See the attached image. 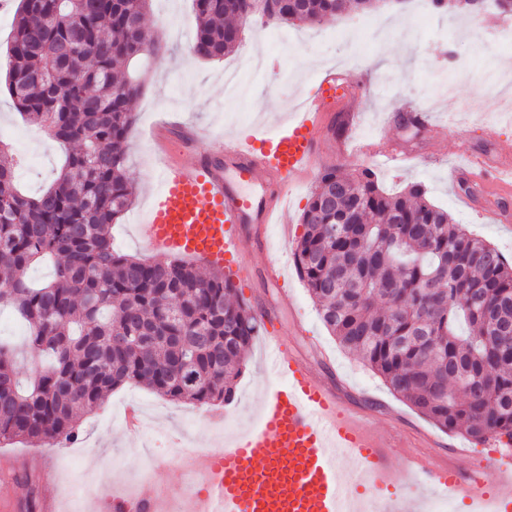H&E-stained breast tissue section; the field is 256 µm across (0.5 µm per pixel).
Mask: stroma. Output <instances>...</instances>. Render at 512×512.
<instances>
[{"mask_svg":"<svg viewBox=\"0 0 512 512\" xmlns=\"http://www.w3.org/2000/svg\"><path fill=\"white\" fill-rule=\"evenodd\" d=\"M500 19L492 0L473 15L460 10L436 12L430 0H407L403 5L385 0L375 11L351 13L335 22L249 25L234 53L208 61L193 53L192 0H152L147 24L165 51L148 59L146 87L134 104L127 173L136 185V197L131 210L112 226L115 251L147 261L158 258L141 245L135 222L147 215L158 187L154 132L160 122L196 127L201 136L197 150L204 153L212 137L286 124L293 107L311 97L320 75L333 69L346 80L361 77L366 84L344 109L357 112V124L344 136L327 134L325 166L345 171L371 168L389 191L415 182L424 185L455 223L512 262V195L503 197L484 188L471 198L459 189L457 178L472 156L492 168L512 161V112L502 111L494 99L485 100L479 112L460 109L464 100L480 95L495 63L507 58L495 34ZM235 69L241 72L242 86L232 96L224 90L223 75ZM399 99L430 106V129L414 128L392 116L391 106ZM364 144L376 146V153H359ZM0 145L18 159L17 178L32 195L52 182L66 155L64 146L26 121L5 97L0 98ZM312 187L309 179L291 187L284 223L270 230L268 250L256 248L253 238L261 227L251 225V237L241 248L251 278L236 277L231 267L226 275L234 278L240 297L249 303L259 297L271 306L281 292L293 295L294 308L281 314L284 343L328 376L384 441L399 446L406 456L476 470L485 454L504 451L505 443L491 436L474 440L439 429L393 395L322 323L304 281L292 267V250L305 232L300 215ZM271 260L288 265L285 280L266 277L263 268ZM286 384V378L267 371L264 341L259 338L248 351L233 404L194 406L137 384L121 386L82 416L78 440L55 446L51 463L56 478L41 483L39 495L57 501L60 512H81L83 489L136 497L157 469L164 473L171 494H179L186 483L180 448L217 453L230 447L244 429L258 424L265 395ZM132 406L143 417L136 434L125 426L126 411ZM40 454V449L22 440L0 446V504L20 490L10 480V471L34 468Z\"/></svg>","mask_w":512,"mask_h":512,"instance_id":"1","label":"stroma"}]
</instances>
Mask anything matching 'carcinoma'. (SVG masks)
<instances>
[{
    "label": "carcinoma",
    "mask_w": 512,
    "mask_h": 512,
    "mask_svg": "<svg viewBox=\"0 0 512 512\" xmlns=\"http://www.w3.org/2000/svg\"><path fill=\"white\" fill-rule=\"evenodd\" d=\"M150 0H20L4 89L51 138L75 144L28 196L0 148V309L28 326L30 357L0 339V444L75 441L82 414L139 384L172 401L227 404L264 325L220 270L112 249L132 207V106L144 78ZM193 52L222 59L254 0H193ZM382 0H270L268 23L336 21ZM293 256L340 345L437 427L512 443V265L452 222L420 183L382 188L364 168L317 179ZM48 260L51 281L28 269Z\"/></svg>",
    "instance_id": "1"
}]
</instances>
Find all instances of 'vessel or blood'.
<instances>
[{"mask_svg":"<svg viewBox=\"0 0 512 512\" xmlns=\"http://www.w3.org/2000/svg\"><path fill=\"white\" fill-rule=\"evenodd\" d=\"M341 75L324 72L319 93L277 134L255 132L215 141L196 155V133L158 128L160 186L152 197L139 239L163 256H182L212 267L239 257L241 227L278 223L291 182L310 177L319 160V135L326 113L343 89ZM275 183L274 198L242 195L238 184ZM266 325L269 369L287 378L286 388L268 393L257 426L231 448L203 458L183 453L193 478L179 512H352L357 486L344 482L339 456H347L375 489L402 483L391 460L394 449L360 422L335 389L281 341L274 313L259 310ZM416 485L440 496L469 501L471 512H512V465L486 457L479 473L453 464L416 461Z\"/></svg>","mask_w":512,"mask_h":512,"instance_id":"obj_1","label":"vessel or blood"}]
</instances>
